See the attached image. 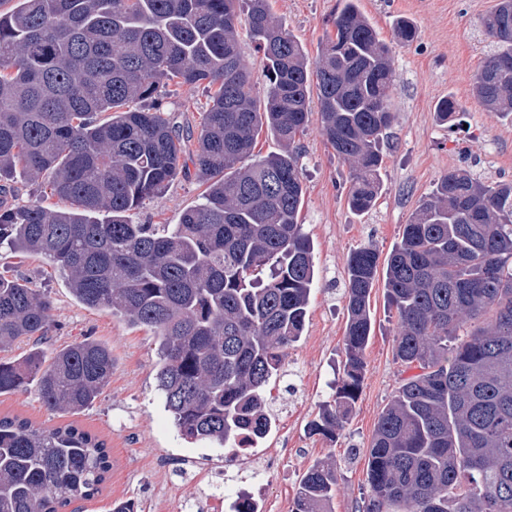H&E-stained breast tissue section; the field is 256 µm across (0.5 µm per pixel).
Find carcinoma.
<instances>
[{
    "instance_id": "cac0c4a2",
    "label": "carcinoma",
    "mask_w": 512,
    "mask_h": 512,
    "mask_svg": "<svg viewBox=\"0 0 512 512\" xmlns=\"http://www.w3.org/2000/svg\"><path fill=\"white\" fill-rule=\"evenodd\" d=\"M11 2L0 11V182L20 173L72 207L0 200V250L45 257L80 303L161 337L156 387L183 436L234 448L266 435L267 386L302 336L315 276L296 145L308 89L316 81L323 133L352 169L348 205L364 214L394 121L389 46L357 0H343L313 62L268 0ZM243 24L265 58L261 98L240 53ZM482 25L492 48L473 93L511 118L512 0ZM416 37L396 22L398 42ZM203 83L210 103L191 158L207 184L201 202L177 224H136L133 211L185 167L158 96ZM437 114L453 122L460 108L448 97ZM263 131L279 150L255 159ZM380 267L399 319L395 357L413 374L372 434L363 512H512V181L450 170L384 262L371 244L350 255L343 374L310 422L331 440L363 385ZM51 311L46 294L0 274V351L45 338ZM111 375L109 349L85 339L48 364L35 350L0 360V394L35 380L49 410L75 413ZM110 469L104 441L71 423L0 417V512L89 501ZM335 493V470L317 462L292 512H332Z\"/></svg>"
}]
</instances>
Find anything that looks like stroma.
Returning a JSON list of instances; mask_svg holds the SVG:
<instances>
[{
    "label": "stroma",
    "mask_w": 512,
    "mask_h": 512,
    "mask_svg": "<svg viewBox=\"0 0 512 512\" xmlns=\"http://www.w3.org/2000/svg\"><path fill=\"white\" fill-rule=\"evenodd\" d=\"M273 13L316 58L342 0H270ZM497 0H358L361 12L392 49L396 81L390 91L395 119L384 137L382 190L371 212H351L347 193L351 168L338 159L322 133L317 89L309 91V124L299 137L305 188L301 222L314 245L318 279L300 340L284 358L286 377L271 379L277 419L259 441L267 471L268 512H291L302 475L313 463H332L336 472L333 512H360L368 498L366 456L378 418L405 376L394 355L398 331L383 280L370 297L373 335L365 352V379L354 411L336 440L309 432L321 405L332 401L342 376L346 310L342 299L347 260L371 244L387 254L420 202L448 170L461 169L487 183L512 180V121L486 112L472 95L475 74L490 50L482 19ZM410 20L417 38L393 39L398 19ZM454 98L456 123H442L437 103ZM209 103L201 86L172 88L159 98L175 115L184 136V158L197 146V130ZM203 186L195 175L178 176L134 216L141 224H175L199 201ZM0 272L21 276L53 300V325L39 345L15 344L6 358L39 348L52 358L59 348L83 338L112 353V376L98 399L74 415L52 412L37 386L0 394V416L18 415L44 426L73 422L104 440L112 467L101 490L83 502L82 512H110L113 502L132 501L136 512H217L211 485L226 472L238 481L251 473L228 460L229 450L192 443L175 428L156 389L159 338L153 330L86 308L72 296L64 277L44 258L17 261L0 251Z\"/></svg>",
    "instance_id": "1"
}]
</instances>
